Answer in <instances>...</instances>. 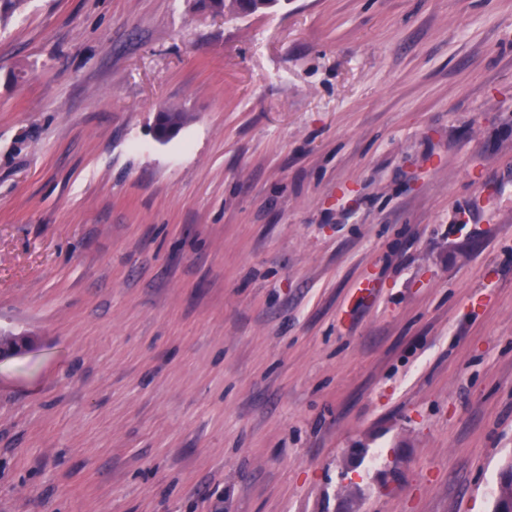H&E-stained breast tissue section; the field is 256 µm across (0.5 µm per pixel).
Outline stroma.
Masks as SVG:
<instances>
[{
	"instance_id": "1",
	"label": "stroma",
	"mask_w": 512,
	"mask_h": 512,
	"mask_svg": "<svg viewBox=\"0 0 512 512\" xmlns=\"http://www.w3.org/2000/svg\"><path fill=\"white\" fill-rule=\"evenodd\" d=\"M1 334L0 512H493L512 0H25ZM281 2L280 0H197L199 7L212 15H254L264 13ZM184 125V113L177 109H162L156 116V133L166 137L170 132L178 133Z\"/></svg>"
}]
</instances>
